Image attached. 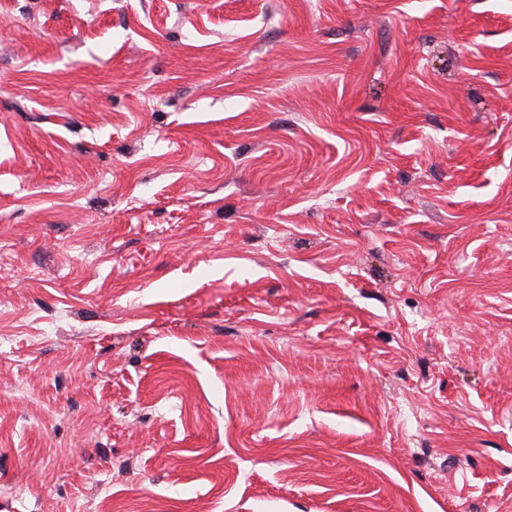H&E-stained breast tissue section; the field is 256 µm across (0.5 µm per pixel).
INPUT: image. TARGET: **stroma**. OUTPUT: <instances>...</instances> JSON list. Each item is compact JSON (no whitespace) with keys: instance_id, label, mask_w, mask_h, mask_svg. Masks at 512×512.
Here are the masks:
<instances>
[{"instance_id":"stroma-1","label":"stroma","mask_w":512,"mask_h":512,"mask_svg":"<svg viewBox=\"0 0 512 512\" xmlns=\"http://www.w3.org/2000/svg\"><path fill=\"white\" fill-rule=\"evenodd\" d=\"M0 512H512V0H0Z\"/></svg>"}]
</instances>
